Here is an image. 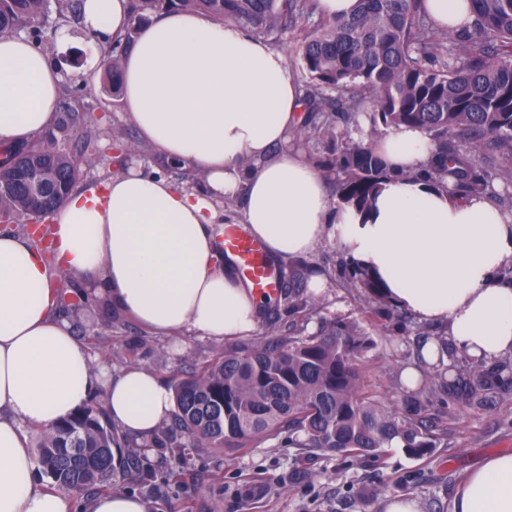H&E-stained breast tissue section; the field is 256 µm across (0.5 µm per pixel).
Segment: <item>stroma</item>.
Instances as JSON below:
<instances>
[{"mask_svg": "<svg viewBox=\"0 0 512 512\" xmlns=\"http://www.w3.org/2000/svg\"><path fill=\"white\" fill-rule=\"evenodd\" d=\"M50 55L64 83L91 107L107 149L102 161L83 167L81 179L97 181L120 172L110 150L112 130L137 129L123 112L119 94L106 76L88 80L85 71L96 41L76 24L49 37ZM340 252L326 241L305 260L309 271L322 273L328 288L315 301L320 316L361 317L364 301L342 287L336 261ZM75 337L89 350L94 365L120 371L139 366L166 383L192 367L241 345V338L216 340L197 336L170 337L151 332L116 305L89 303L71 316ZM374 349L359 365L361 382L380 401H401V370L410 364L415 338L389 326L371 329ZM512 452V413L493 410L461 412L448 430V445L432 458L417 460L403 449H385L380 457L354 460L332 451L292 448L268 442L241 452L199 445L186 451L155 448L144 456L139 473L120 483V490L139 496L146 512H381L386 498L411 496L421 512H451V505L468 472L488 456ZM183 458L178 482L165 475L176 458Z\"/></svg>", "mask_w": 512, "mask_h": 512, "instance_id": "stroma-1", "label": "stroma"}]
</instances>
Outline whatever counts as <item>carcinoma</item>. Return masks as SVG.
Instances as JSON below:
<instances>
[{"label": "carcinoma", "instance_id": "obj_1", "mask_svg": "<svg viewBox=\"0 0 512 512\" xmlns=\"http://www.w3.org/2000/svg\"><path fill=\"white\" fill-rule=\"evenodd\" d=\"M81 0L56 8L65 20L80 16ZM472 18L458 29L433 25L425 0H358L354 13L326 19L315 0H130L133 25L109 43L110 76L122 53L151 15L169 9L203 12L276 42L294 39L308 81L300 85L307 116L296 139L324 148L314 162L336 185L342 203L362 212L388 170L372 143L336 126L335 113L370 104L372 130L402 126L425 129L436 152L425 177L442 186L453 181L461 199L512 182V0H470ZM46 0H0V36L27 32L43 43ZM56 128L6 152L0 160V223L27 231L68 197L80 180L71 138L89 162L100 158V131L82 99L65 86ZM347 287L366 295L367 319L387 320L393 303L368 272L340 259ZM288 309L315 308L312 299L289 291ZM310 318L224 351L174 383L175 410L148 442L120 432L105 401L85 404L54 428L40 432L37 457L58 489L97 494L140 469L143 448H189L204 444L239 450L281 437L298 448L336 451L355 459L375 456L398 440L416 459L448 445L455 408L473 413L508 408L512 358L462 360L448 347L447 331L420 329L438 341L448 367L423 372L415 390H403L392 408L364 391L356 361L374 341L364 323Z\"/></svg>", "mask_w": 512, "mask_h": 512}]
</instances>
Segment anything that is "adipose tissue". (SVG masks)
Returning <instances> with one entry per match:
<instances>
[{"label":"adipose tissue","mask_w":512,"mask_h":512,"mask_svg":"<svg viewBox=\"0 0 512 512\" xmlns=\"http://www.w3.org/2000/svg\"><path fill=\"white\" fill-rule=\"evenodd\" d=\"M81 28L101 44L135 30L121 99L140 138L183 169L190 188L137 168L74 188L50 215L52 257L31 237L0 231V512H145L125 492L83 505L40 486L30 427L50 429L105 394L123 432L150 436L173 409L152 372L93 367L59 310L65 279L106 289L157 334L221 339L259 327L257 294L219 245L223 198H239L244 229L284 261L335 240L377 275L393 304L446 325L458 354L512 356V213L492 194L460 200L419 178L433 145L420 128L374 145L390 177L357 213L288 141L301 121L298 84L283 53L244 27L170 11L133 29L129 0H83ZM60 75L29 38L0 36V149L36 138L57 119ZM452 512H512V453L468 474Z\"/></svg>","instance_id":"1"}]
</instances>
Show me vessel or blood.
Returning a JSON list of instances; mask_svg holds the SVG:
<instances>
[{
  "label": "vessel or blood",
  "instance_id": "b4317fda",
  "mask_svg": "<svg viewBox=\"0 0 512 512\" xmlns=\"http://www.w3.org/2000/svg\"><path fill=\"white\" fill-rule=\"evenodd\" d=\"M222 248L233 257L240 277L255 293L269 296L277 292L280 274L262 242L230 225L224 229Z\"/></svg>",
  "mask_w": 512,
  "mask_h": 512
}]
</instances>
